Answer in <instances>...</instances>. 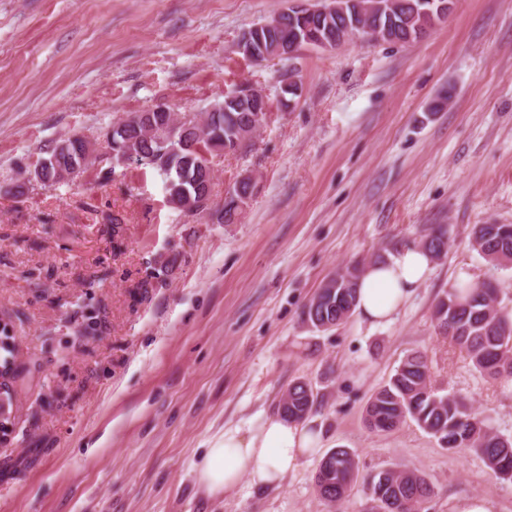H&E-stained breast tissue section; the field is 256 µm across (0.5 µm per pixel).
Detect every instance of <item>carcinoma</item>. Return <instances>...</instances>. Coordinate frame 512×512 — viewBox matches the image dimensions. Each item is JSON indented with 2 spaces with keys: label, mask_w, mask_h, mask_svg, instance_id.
Masks as SVG:
<instances>
[{
  "label": "carcinoma",
  "mask_w": 512,
  "mask_h": 512,
  "mask_svg": "<svg viewBox=\"0 0 512 512\" xmlns=\"http://www.w3.org/2000/svg\"><path fill=\"white\" fill-rule=\"evenodd\" d=\"M408 6L392 8L388 0H343L345 14L322 15L312 13L304 18L282 15V27L262 29L258 41L269 56L278 55L277 46L287 32L300 29L305 24L322 37L332 36L352 23L354 17L364 16V21L388 36L390 42H407L418 37V28L427 21L423 17L431 12L441 21L438 6L448 0H407ZM249 108L243 103L223 102V105L205 113L202 124L196 118L183 121L170 111L155 112L152 120L154 132L147 131L137 114L129 119H119L114 125L122 131L107 133L115 155H126L138 163L160 171L170 169L177 177H186L185 189L176 193L180 209L203 212L201 199L212 186V171L207 169V159L184 147L191 140L203 145L204 151L221 152L238 150L246 141ZM41 165L39 182L50 187L64 175L74 174L93 163L88 157V142L81 136L63 140L55 145ZM253 184L243 187V194L224 202L218 211L217 221L232 224L236 220L235 201H244L253 195ZM471 246L487 261L494 264L512 263V230L507 224H485L472 231ZM422 249L435 256L448 251V237L444 228L432 230L422 243ZM363 270L324 284L310 300L316 312H307V321L324 327L328 323L341 324L353 313L358 298V281ZM497 286L491 282H460L452 287L435 305L434 318L438 326L452 330L448 339L464 352L472 365L485 375L497 379L512 378V309L497 302ZM0 349L7 356L0 361V384L4 394L10 395L18 373L14 362V349L0 342ZM314 403L304 385L295 382L288 387V407L292 408L288 420L305 419ZM368 415H375L383 424L397 427L411 419L437 439H446L458 445L475 449L484 459L493 475L506 478L512 475V440L494 434L484 421L472 415L466 403L457 397L433 389L427 358L422 354L407 356L397 367L388 384L372 398ZM332 477L325 487L317 488L319 496L330 506L341 501L356 480V463L345 448L332 450ZM371 496H380L396 506L397 512H421L425 496L432 490L425 479L410 470H395L370 483Z\"/></svg>",
  "instance_id": "cac0c4a2"
}]
</instances>
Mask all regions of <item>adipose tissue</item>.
<instances>
[{"mask_svg": "<svg viewBox=\"0 0 512 512\" xmlns=\"http://www.w3.org/2000/svg\"><path fill=\"white\" fill-rule=\"evenodd\" d=\"M431 266L429 253L418 247L366 266L359 281L358 309L374 323L389 321L411 290L426 280ZM320 445L318 432L278 416L267 417L246 432L227 429L210 440L198 482L212 496L233 490L245 475L256 486L278 485Z\"/></svg>", "mask_w": 512, "mask_h": 512, "instance_id": "ef3b65f1", "label": "adipose tissue"}]
</instances>
